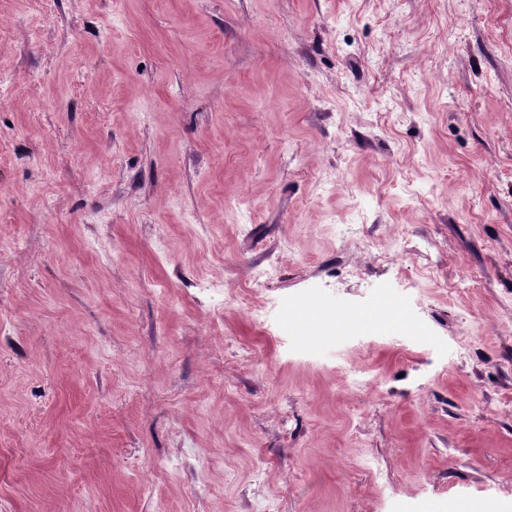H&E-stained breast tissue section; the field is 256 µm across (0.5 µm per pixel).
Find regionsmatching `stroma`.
Listing matches in <instances>:
<instances>
[{
  "instance_id": "stroma-1",
  "label": "stroma",
  "mask_w": 512,
  "mask_h": 512,
  "mask_svg": "<svg viewBox=\"0 0 512 512\" xmlns=\"http://www.w3.org/2000/svg\"><path fill=\"white\" fill-rule=\"evenodd\" d=\"M454 499L512 504V0H0V512Z\"/></svg>"
}]
</instances>
